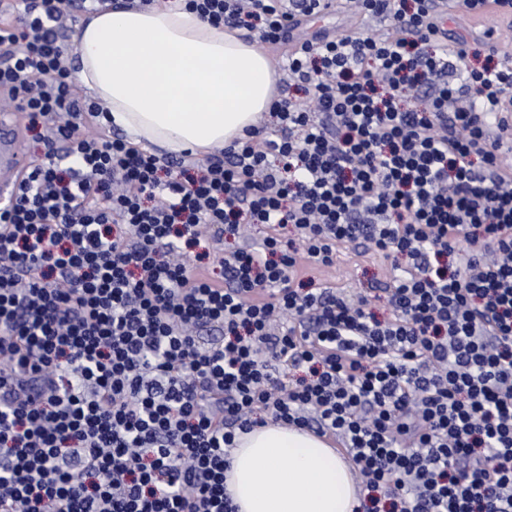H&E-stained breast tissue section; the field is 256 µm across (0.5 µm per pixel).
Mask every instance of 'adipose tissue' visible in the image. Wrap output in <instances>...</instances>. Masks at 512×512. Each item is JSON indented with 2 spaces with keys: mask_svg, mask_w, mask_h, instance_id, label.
<instances>
[{
  "mask_svg": "<svg viewBox=\"0 0 512 512\" xmlns=\"http://www.w3.org/2000/svg\"><path fill=\"white\" fill-rule=\"evenodd\" d=\"M75 80L135 146L202 157L242 138L277 94L275 62L237 30L178 7L107 9L75 34ZM238 512H355L351 466L314 433L267 423L241 435L226 472Z\"/></svg>",
  "mask_w": 512,
  "mask_h": 512,
  "instance_id": "adipose-tissue-1",
  "label": "adipose tissue"
}]
</instances>
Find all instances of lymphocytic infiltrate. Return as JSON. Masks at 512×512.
<instances>
[{
  "label": "lymphocytic infiltrate",
  "instance_id": "f902f5d3",
  "mask_svg": "<svg viewBox=\"0 0 512 512\" xmlns=\"http://www.w3.org/2000/svg\"><path fill=\"white\" fill-rule=\"evenodd\" d=\"M359 3L394 33L287 57L314 110L274 102L275 137L173 179L72 80L73 11L112 0H8L0 92L48 136L0 209V512H237L230 453L268 420L338 440L361 512H512V56L471 67L436 0ZM171 4L273 45L330 11ZM253 224L220 275L188 270ZM339 243L390 262V316L293 287L298 252L329 267Z\"/></svg>",
  "mask_w": 512,
  "mask_h": 512
}]
</instances>
